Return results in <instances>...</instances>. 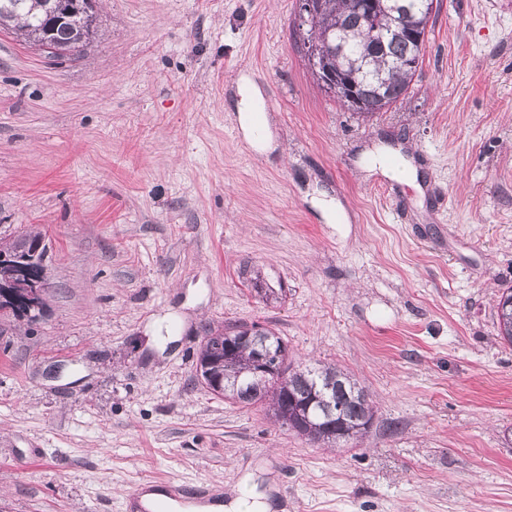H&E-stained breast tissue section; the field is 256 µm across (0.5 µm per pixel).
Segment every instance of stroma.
<instances>
[{"label":"stroma","instance_id":"35a3bbf8","mask_svg":"<svg viewBox=\"0 0 512 512\" xmlns=\"http://www.w3.org/2000/svg\"><path fill=\"white\" fill-rule=\"evenodd\" d=\"M95 11L64 59L0 32V236L41 231L50 283L35 321L0 320V512H124L148 479L275 512H512V0H435L408 96L374 114L318 85L298 0ZM245 83L274 104L265 152ZM253 323L354 375L363 442L197 381L206 329ZM260 96L259 90L256 87H253L251 95H247L246 98H243L238 105L239 111V120L248 134V136L253 140L254 145L259 148H264L262 141L260 139H256L253 136L252 128H253V108L256 105L255 100H257ZM254 129V128H253ZM500 338L512 346V287L500 297L497 310Z\"/></svg>","mask_w":512,"mask_h":512}]
</instances>
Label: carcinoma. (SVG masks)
<instances>
[{
	"mask_svg": "<svg viewBox=\"0 0 512 512\" xmlns=\"http://www.w3.org/2000/svg\"><path fill=\"white\" fill-rule=\"evenodd\" d=\"M358 6L359 0H324L321 10L304 21L303 42L307 45L312 67L315 66L314 40L324 38L343 44V53L330 64L331 73L340 83L358 85L359 91L353 102L347 94L336 97V100L353 112L372 114L390 107L407 93L417 72L410 63L423 56L425 50L413 35H426L430 17L412 10L408 16V26L412 30L393 35L381 48L369 39L367 30L359 24ZM0 29L22 37L36 47L52 45L54 50L48 55L56 59L81 52L92 41L83 17H72L59 24L54 21L53 0H0ZM44 240L39 231L25 232L10 242L0 241V254L43 262L47 254ZM39 245L42 252L32 255L30 250ZM6 288L23 293L29 285L14 277L10 267L0 263V291ZM497 318L500 338L512 345V287L500 297ZM229 335L242 336L244 331L240 326L208 329L197 356V378L210 377L215 381L213 385H206L212 394L247 405L262 404L280 427L313 443L335 447L357 441L368 433L374 418L369 395L348 375L332 366L289 365L286 367L288 375L284 378L271 376L260 382H240L228 392H222L225 384L235 379L236 372L248 365L252 355L245 346L239 351L235 366L224 367V344ZM316 380L323 384L332 383L330 399L338 409L335 415H329L321 403L314 402Z\"/></svg>",
	"mask_w": 512,
	"mask_h": 512,
	"instance_id": "obj_1",
	"label": "carcinoma"
}]
</instances>
